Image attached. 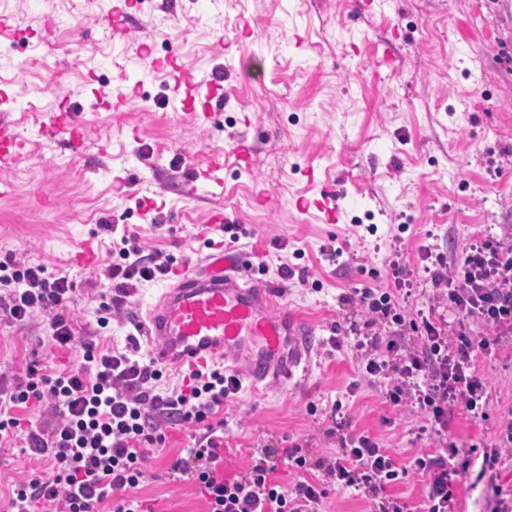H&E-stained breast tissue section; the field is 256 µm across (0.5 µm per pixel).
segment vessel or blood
Here are the masks:
<instances>
[{"mask_svg": "<svg viewBox=\"0 0 512 512\" xmlns=\"http://www.w3.org/2000/svg\"><path fill=\"white\" fill-rule=\"evenodd\" d=\"M21 147L15 128L1 124L0 163L17 159ZM310 205L326 223H337L335 194H321ZM246 266L243 254L221 247L180 268L176 281L139 317L149 357L174 370L220 358L225 371L254 390L291 381L307 369L310 328L279 288L248 274Z\"/></svg>", "mask_w": 512, "mask_h": 512, "instance_id": "obj_1", "label": "vessel or blood"}]
</instances>
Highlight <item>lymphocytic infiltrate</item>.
I'll list each match as a JSON object with an SVG mask.
<instances>
[{"mask_svg": "<svg viewBox=\"0 0 512 512\" xmlns=\"http://www.w3.org/2000/svg\"><path fill=\"white\" fill-rule=\"evenodd\" d=\"M118 254L119 263L108 270L116 285L98 310L101 328L127 308L133 284L174 274L172 259L146 256L135 237H122ZM432 267L436 297L454 312L456 328L422 319L419 348L406 347L402 338L409 322L396 312L391 294L365 287L357 292L358 302L368 325L382 326L386 344L361 342L357 348L362 377L386 378L384 397L392 408L414 404L424 412L438 453L401 461L371 436L345 435L330 458L310 460L298 447L265 448L243 475L228 478L224 425L216 416L239 391L238 379L214 362L186 370L179 388L158 390L162 371L139 356L137 337H129L123 352L76 338L68 275L49 273L41 262L0 261V284L13 288L0 298V311L18 325L43 314L51 348L83 350L76 366L28 365L24 380L8 398H0V438L22 439L34 460L50 465L47 473L16 484L0 501V512H152L137 493L150 478L148 450L162 447L167 429L176 426L189 430L192 444L169 472L196 485L207 512H324L332 484L364 494L371 512H409L387 489L416 474L425 479L426 512H456L448 462L460 450L448 440V413L459 407L482 415L487 383L476 373L477 359L512 343V233L470 244L451 263L436 256ZM473 318L480 321L481 333L470 329ZM32 407L46 413L45 422L24 424L23 414ZM282 464L301 472L315 468L324 476L286 487L273 478Z\"/></svg>", "mask_w": 512, "mask_h": 512, "instance_id": "f902f5d3", "label": "lymphocytic infiltrate"}]
</instances>
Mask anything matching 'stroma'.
<instances>
[{"mask_svg": "<svg viewBox=\"0 0 512 512\" xmlns=\"http://www.w3.org/2000/svg\"><path fill=\"white\" fill-rule=\"evenodd\" d=\"M122 2L0 0L14 23L0 43H16V59L40 57L25 74L26 96L0 103V120L27 141L19 162L0 167V261L66 272L79 334L122 351L158 286L134 288L127 311L98 329L114 236L133 230L147 250L195 260L208 252L198 222L223 209L237 248L281 283L313 329L302 377L225 402V475L243 474L264 448L330 456L341 420L396 458L435 452L423 412L395 411L382 383L360 380L356 344L381 328L366 326L347 297L393 287L396 260L411 283L401 306L451 319L434 300L423 247L453 261L512 228V0H373L369 9L363 0H137L128 37L114 39L106 28ZM171 55L197 82L218 81L212 119L177 104L162 65ZM118 91L129 97L124 111L100 106ZM64 112L83 126L82 143L48 129ZM241 149L250 169L235 161ZM215 155L224 160L220 188L203 176ZM324 192L340 197L339 223L303 208ZM84 244L94 265L76 259ZM332 244L345 248L334 261L322 253ZM283 264L295 278H280ZM338 328L345 339L335 350L328 339ZM78 360L50 348L41 317L18 326L0 315V367L12 375L31 362ZM476 371L488 383L485 414L453 408L448 428L449 441L478 447L456 477L459 512H487L479 462L512 415V345L479 357ZM189 444L176 427L151 451L153 478L139 494L154 512H207L193 483L168 476ZM42 469L21 440L0 445V498Z\"/></svg>", "mask_w": 512, "mask_h": 512, "instance_id": "obj_1", "label": "stroma"}]
</instances>
